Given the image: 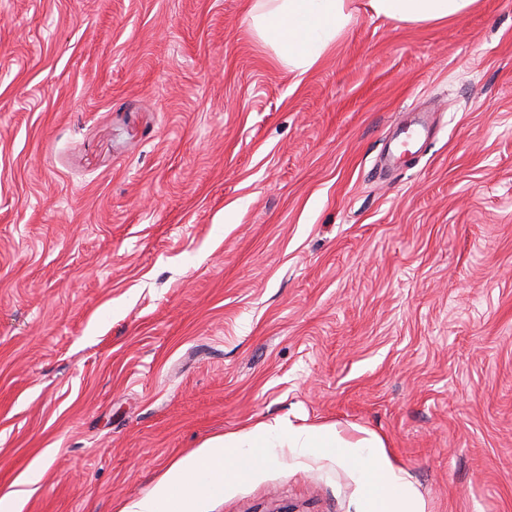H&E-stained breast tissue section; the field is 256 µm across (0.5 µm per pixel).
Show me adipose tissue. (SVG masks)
<instances>
[{"label":"adipose tissue","instance_id":"adipose-tissue-1","mask_svg":"<svg viewBox=\"0 0 512 512\" xmlns=\"http://www.w3.org/2000/svg\"><path fill=\"white\" fill-rule=\"evenodd\" d=\"M476 0H367L371 13L396 23H429L455 17ZM253 27L299 73L308 72L358 17L355 0H255ZM306 453L335 456L353 465L366 490L365 512H423L422 505L377 436L351 440L331 426L259 423L251 429L205 441L172 464L151 490L122 512H203L248 468L269 458L278 443Z\"/></svg>","mask_w":512,"mask_h":512}]
</instances>
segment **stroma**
Masks as SVG:
<instances>
[{"label":"stroma","instance_id":"stroma-1","mask_svg":"<svg viewBox=\"0 0 512 512\" xmlns=\"http://www.w3.org/2000/svg\"><path fill=\"white\" fill-rule=\"evenodd\" d=\"M253 2L0 0V496L43 461L22 512H121L287 420L378 435L424 512H512V0L360 10L302 75ZM363 509L288 447L205 505ZM478 0H367L376 17L396 23H429L455 17ZM430 138V127L425 117H421L411 125L401 130V133L396 137V148L401 152L409 151L418 139H424L426 142ZM407 143L404 147L403 144Z\"/></svg>","mask_w":512,"mask_h":512}]
</instances>
